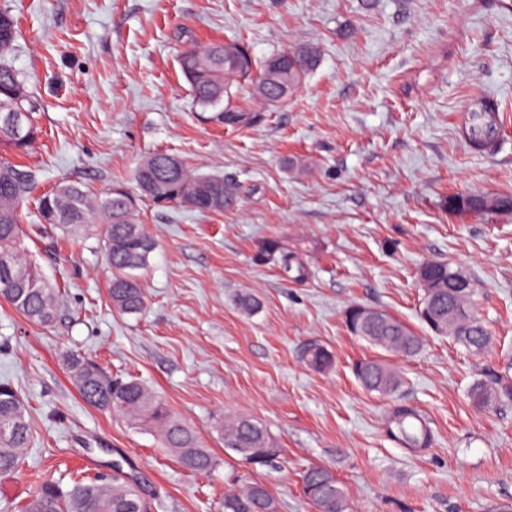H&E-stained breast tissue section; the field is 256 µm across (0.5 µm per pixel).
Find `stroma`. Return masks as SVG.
<instances>
[{
  "label": "stroma",
  "instance_id": "1",
  "mask_svg": "<svg viewBox=\"0 0 512 512\" xmlns=\"http://www.w3.org/2000/svg\"><path fill=\"white\" fill-rule=\"evenodd\" d=\"M21 35L10 61L39 106L29 154L0 156L38 172L39 190L69 181L103 191L132 184L155 151L219 174L236 197L223 212L144 205L158 246L140 272L146 306L112 308L102 240L70 244L20 207L25 244L62 292L53 322L0 300V381L21 395L33 446L0 476V512H20L50 479L137 478L154 512H221L231 479L262 482L280 512H316L302 493L311 467L331 469L350 512H488L512 501V401L474 406L470 385L512 378V211L449 210L453 195H512V0H0ZM243 43L255 60L313 47L317 62L288 98L249 127L196 114L178 64L191 43ZM496 102V154L464 132L473 98ZM305 160L286 169L288 157ZM297 250L304 279L256 263L259 243ZM462 269L492 334L479 356L427 333L417 270ZM260 308L243 314L237 293ZM354 304L389 313L422 338L391 356L404 383L384 396L353 374L381 349L350 335ZM319 344L335 362L308 367ZM78 353L115 377H138L167 401L218 464L188 471L149 432L89 406L64 358ZM403 403L429 422L430 447L406 448L384 420ZM261 421L281 456L251 468L214 424Z\"/></svg>",
  "mask_w": 512,
  "mask_h": 512
}]
</instances>
